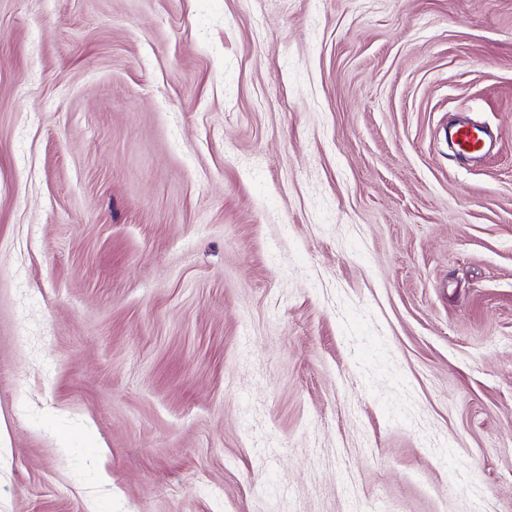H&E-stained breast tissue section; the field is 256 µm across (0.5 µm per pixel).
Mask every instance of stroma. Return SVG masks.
<instances>
[{
    "label": "stroma",
    "instance_id": "35a3bbf8",
    "mask_svg": "<svg viewBox=\"0 0 512 512\" xmlns=\"http://www.w3.org/2000/svg\"><path fill=\"white\" fill-rule=\"evenodd\" d=\"M0 512H512V0H0ZM448 141L454 143V155L468 159L481 154L491 138L487 128L468 124H454L445 130Z\"/></svg>",
    "mask_w": 512,
    "mask_h": 512
}]
</instances>
